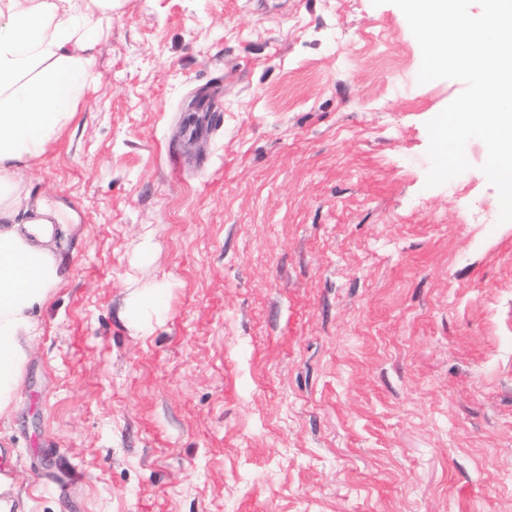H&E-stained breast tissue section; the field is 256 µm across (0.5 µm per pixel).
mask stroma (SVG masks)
I'll return each mask as SVG.
<instances>
[{"mask_svg":"<svg viewBox=\"0 0 512 512\" xmlns=\"http://www.w3.org/2000/svg\"><path fill=\"white\" fill-rule=\"evenodd\" d=\"M420 65L388 0H119L19 173L18 223L73 219L0 420L18 512H512V222L468 221L480 140L427 186L464 85Z\"/></svg>","mask_w":512,"mask_h":512,"instance_id":"obj_1","label":"stroma"}]
</instances>
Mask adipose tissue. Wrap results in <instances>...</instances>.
Segmentation results:
<instances>
[{
    "label": "adipose tissue",
    "instance_id": "adipose-tissue-1",
    "mask_svg": "<svg viewBox=\"0 0 512 512\" xmlns=\"http://www.w3.org/2000/svg\"><path fill=\"white\" fill-rule=\"evenodd\" d=\"M115 0H0V418H10L36 312L62 282L51 219L16 223L17 173L80 112Z\"/></svg>",
    "mask_w": 512,
    "mask_h": 512
}]
</instances>
